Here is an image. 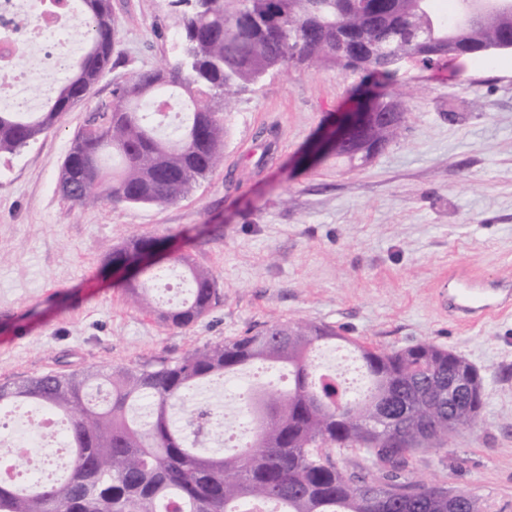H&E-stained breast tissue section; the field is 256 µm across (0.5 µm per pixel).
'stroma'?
Wrapping results in <instances>:
<instances>
[{"mask_svg":"<svg viewBox=\"0 0 512 512\" xmlns=\"http://www.w3.org/2000/svg\"><path fill=\"white\" fill-rule=\"evenodd\" d=\"M110 8L115 67L38 140L0 157V383L174 360L291 319L339 332L314 359L348 388L364 382L356 344L430 341L479 370L484 405L472 429L416 454L412 474L512 512V314L464 327L438 301L451 265L512 275V53L403 63L391 90L404 122L358 168L302 157L368 84L289 67L233 99L222 163L177 202L81 207L57 188L75 134L116 84L179 53L168 0ZM141 236L209 270L217 307L179 329L133 304L108 258Z\"/></svg>","mask_w":512,"mask_h":512,"instance_id":"35a3bbf8","label":"stroma"}]
</instances>
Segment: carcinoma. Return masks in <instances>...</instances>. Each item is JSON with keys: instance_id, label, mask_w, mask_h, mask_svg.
<instances>
[{"instance_id": "1", "label": "carcinoma", "mask_w": 512, "mask_h": 512, "mask_svg": "<svg viewBox=\"0 0 512 512\" xmlns=\"http://www.w3.org/2000/svg\"><path fill=\"white\" fill-rule=\"evenodd\" d=\"M433 0H173L181 50L167 69L138 73L112 90V103L80 131L65 159L70 180L83 187L79 206L112 201L166 206L189 192L223 161L224 120L233 95L252 91L274 72L301 63L326 64L395 81L403 62L435 42L471 49L512 27L429 28L422 9ZM87 21L82 51L38 112L0 111V155L18 153L85 98L112 59L109 0H77ZM349 32L358 53L336 54V31ZM400 127L394 117L353 138L385 147ZM336 157L353 166L369 152L348 146ZM136 237L109 261L155 249ZM177 263L191 285L190 299L160 312L187 328L220 299L213 274L188 255ZM156 273L148 267L123 285L129 299L149 306ZM340 338L335 329L293 320L264 324L243 336L175 360L148 365L90 366L0 385V411L34 404L65 422L66 473L33 487L0 480V512H249L274 504L279 512H485L470 491L429 494L412 476L409 459L448 444L454 430L473 426L483 407V379L464 358L429 341L401 349L357 345L367 387L348 395L333 376L318 373L312 352ZM263 362L288 369L282 394L254 385L242 395L252 420L249 438L233 455H202L218 412L191 391ZM458 377L473 395L447 393ZM370 463L349 471L343 455Z\"/></svg>"}]
</instances>
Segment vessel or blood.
Returning a JSON list of instances; mask_svg holds the SVG:
<instances>
[{
	"label": "vessel or blood",
	"mask_w": 512,
	"mask_h": 512,
	"mask_svg": "<svg viewBox=\"0 0 512 512\" xmlns=\"http://www.w3.org/2000/svg\"><path fill=\"white\" fill-rule=\"evenodd\" d=\"M448 290V308L456 321L475 324L482 319L512 310V278L494 280L466 267L450 268L442 280Z\"/></svg>",
	"instance_id": "vessel-or-blood-1"
}]
</instances>
